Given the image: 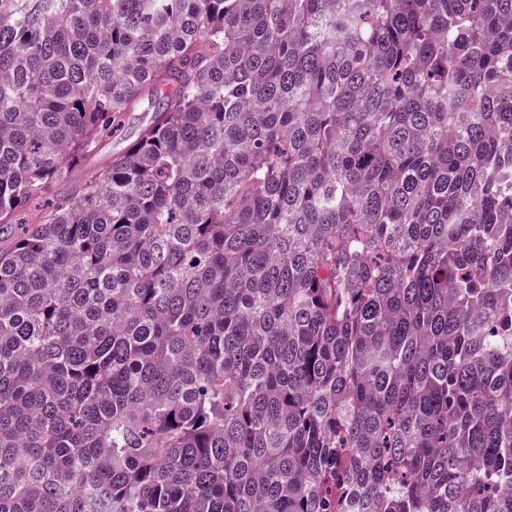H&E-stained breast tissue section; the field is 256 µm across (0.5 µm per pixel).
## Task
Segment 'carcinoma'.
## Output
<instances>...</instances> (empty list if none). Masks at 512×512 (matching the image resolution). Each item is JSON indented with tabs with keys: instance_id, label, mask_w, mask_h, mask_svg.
Returning a JSON list of instances; mask_svg holds the SVG:
<instances>
[{
	"instance_id": "cac0c4a2",
	"label": "carcinoma",
	"mask_w": 512,
	"mask_h": 512,
	"mask_svg": "<svg viewBox=\"0 0 512 512\" xmlns=\"http://www.w3.org/2000/svg\"><path fill=\"white\" fill-rule=\"evenodd\" d=\"M0 512H512V0H0ZM157 104L158 96L146 91L126 115L123 128L103 141L96 152L84 161V168L105 170L113 154L123 151L137 139L140 130L150 122Z\"/></svg>"
}]
</instances>
